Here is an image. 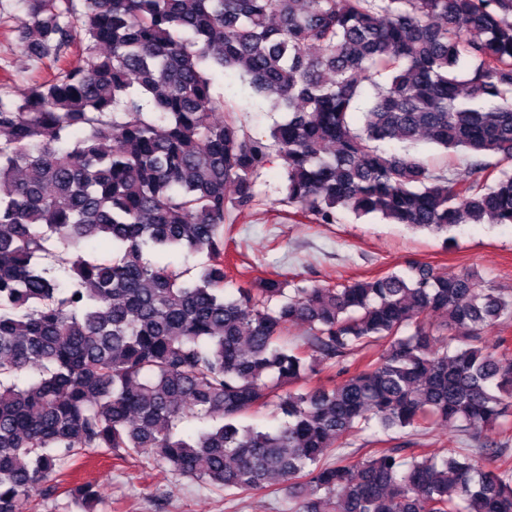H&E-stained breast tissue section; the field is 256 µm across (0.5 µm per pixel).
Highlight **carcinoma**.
I'll use <instances>...</instances> for the list:
<instances>
[{"label":"carcinoma","instance_id":"obj_1","mask_svg":"<svg viewBox=\"0 0 512 512\" xmlns=\"http://www.w3.org/2000/svg\"><path fill=\"white\" fill-rule=\"evenodd\" d=\"M17 2L21 49L53 73L18 100L0 84V512L107 452L233 494L275 478L282 512H512V358L483 336L512 294L418 261L224 289V226L275 164L312 224H512L491 162L512 161V0ZM220 77L286 118L250 131ZM99 237L118 257L86 256ZM57 250L64 280L42 264ZM181 250L207 255L196 277ZM260 410L277 424L242 423ZM373 419L503 439L342 452Z\"/></svg>","mask_w":512,"mask_h":512}]
</instances>
